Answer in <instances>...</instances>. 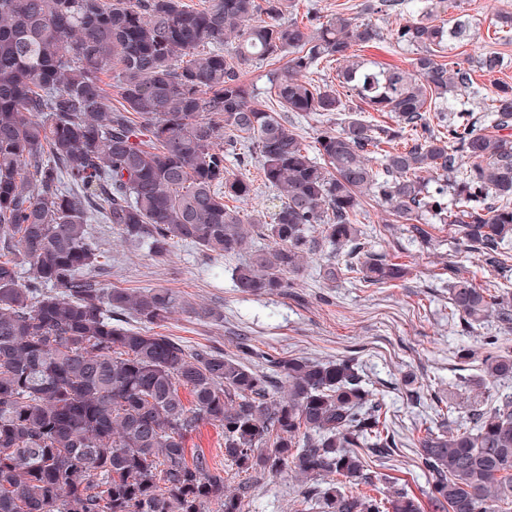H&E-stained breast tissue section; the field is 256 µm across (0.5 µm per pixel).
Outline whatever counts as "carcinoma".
<instances>
[{"mask_svg":"<svg viewBox=\"0 0 512 512\" xmlns=\"http://www.w3.org/2000/svg\"><path fill=\"white\" fill-rule=\"evenodd\" d=\"M294 2L0 0V512H203L212 500L243 512L251 479L227 491L205 454L186 456L204 423L222 429L237 472L301 476L296 512H424L405 484L379 500L359 492L373 484L359 449L380 462L395 444L355 359L274 357L266 373L245 362V343L238 355L189 351L148 330L168 322L178 295L108 286L90 230L108 224L157 257L179 242L239 256L232 280L256 296L288 293L323 240L339 251L324 280L377 286L405 268L362 241L369 196L418 242L426 225L448 224L484 266H512V85L488 97L473 78L504 71L505 57L439 61L471 30L464 16L436 23L447 0H421L389 33L414 54L410 70L354 53L382 38L373 25L338 12L301 26L285 20ZM327 59L349 96L395 126L353 112L311 151L262 104L320 124L346 111L339 90L308 77ZM264 61L283 65L259 93L242 66ZM474 101L487 103L491 130L477 128ZM243 141L277 193L268 222L224 204L254 192L228 165ZM256 236L270 245L252 249ZM448 309L512 332L506 291L458 276ZM484 346L483 383L512 381V354L495 336ZM416 445L431 512L512 504V393L475 401L466 426L426 428Z\"/></svg>","mask_w":512,"mask_h":512,"instance_id":"carcinoma-1","label":"carcinoma"}]
</instances>
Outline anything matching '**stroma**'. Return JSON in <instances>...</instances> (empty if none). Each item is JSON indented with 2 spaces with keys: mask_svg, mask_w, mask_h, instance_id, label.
Returning <instances> with one entry per match:
<instances>
[{
  "mask_svg": "<svg viewBox=\"0 0 512 512\" xmlns=\"http://www.w3.org/2000/svg\"><path fill=\"white\" fill-rule=\"evenodd\" d=\"M370 0H295L293 21L306 24L310 16L337 12L349 14L377 27L384 40L358 47L364 58L383 65L410 68V52L394 47L386 35L408 20L407 10L390 14L369 10ZM469 15L473 31L469 40L444 55V62L466 63L487 52L512 59V40L503 39L499 19L512 15V0H448V17ZM362 230L367 245L407 269L397 282L368 287L353 280L329 283L320 267L327 249H319L308 267L284 295L248 296L233 285L236 258L206 255L192 246L176 244L169 256L156 258L130 243L121 242L108 225H93L108 274L115 288L173 289L180 306L162 327V334L177 338L186 348L212 346L237 353L240 343L251 347L250 364L265 370L266 355L306 357L319 362L355 358L375 398L387 407L388 418L402 447L375 482L388 493L393 482L405 483L418 497H426L427 481L416 467L413 441L419 428L433 419L437 400L452 402L455 411L448 427L466 420L467 392L458 376L475 377L478 361L463 364L455 357L461 347L481 351L483 337L499 336L512 352V332L499 331L495 323L474 326L448 318L447 282L467 276L491 292L512 290V273L500 274L476 258L457 253L455 228L429 225V241H410L405 224L385 209L364 200ZM298 481L285 469L261 475L254 482L245 512H294Z\"/></svg>",
  "mask_w": 512,
  "mask_h": 512,
  "instance_id": "stroma-1",
  "label": "stroma"
}]
</instances>
